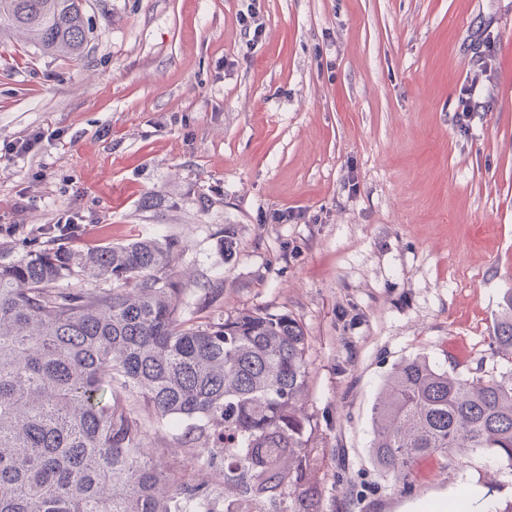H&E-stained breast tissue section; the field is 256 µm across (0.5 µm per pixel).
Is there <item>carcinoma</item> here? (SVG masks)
Here are the masks:
<instances>
[{"instance_id": "1", "label": "carcinoma", "mask_w": 512, "mask_h": 512, "mask_svg": "<svg viewBox=\"0 0 512 512\" xmlns=\"http://www.w3.org/2000/svg\"><path fill=\"white\" fill-rule=\"evenodd\" d=\"M0 22L52 55L80 54L89 34L83 0H0ZM177 247L147 238L0 261V512H190L213 490L171 476L149 422L184 427L192 445L216 435L224 512H322L319 452L300 412L304 326L268 308L185 317ZM493 336L512 355L511 288ZM369 448L396 480L420 457L476 448L512 467V374L398 362L373 405Z\"/></svg>"}]
</instances>
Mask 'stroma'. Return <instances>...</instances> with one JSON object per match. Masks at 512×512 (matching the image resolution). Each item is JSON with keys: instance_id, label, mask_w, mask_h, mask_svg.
<instances>
[{"instance_id": "obj_1", "label": "stroma", "mask_w": 512, "mask_h": 512, "mask_svg": "<svg viewBox=\"0 0 512 512\" xmlns=\"http://www.w3.org/2000/svg\"><path fill=\"white\" fill-rule=\"evenodd\" d=\"M246 6L88 0L77 56L0 35V146L42 137L0 156V259L177 239L187 309L266 307L304 325L324 512H490L512 499L494 450L419 458L402 487L369 445L400 360L512 373L493 341L512 288V0H257L253 45L236 19ZM484 28L487 76L471 49ZM473 78L489 106L463 130L453 115ZM287 209L296 219L272 221ZM148 437L176 476L222 487L218 450L187 449L178 429Z\"/></svg>"}]
</instances>
